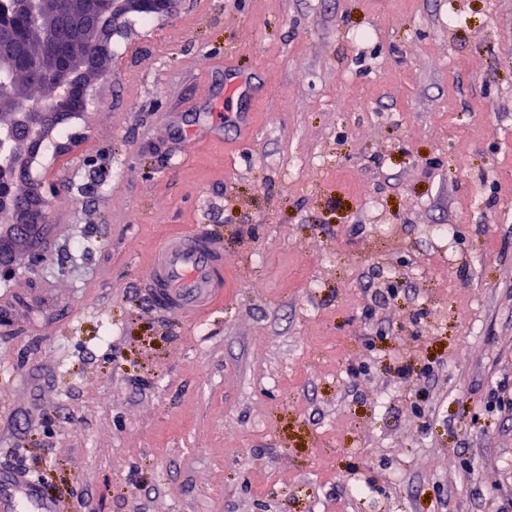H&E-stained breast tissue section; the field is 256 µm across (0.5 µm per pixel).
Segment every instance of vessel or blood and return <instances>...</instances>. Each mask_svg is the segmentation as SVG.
<instances>
[{
    "label": "vessel or blood",
    "instance_id": "obj_1",
    "mask_svg": "<svg viewBox=\"0 0 512 512\" xmlns=\"http://www.w3.org/2000/svg\"><path fill=\"white\" fill-rule=\"evenodd\" d=\"M142 289L156 310L194 319L224 300V250L207 232L168 235L155 249ZM0 512H62L58 500L0 467Z\"/></svg>",
    "mask_w": 512,
    "mask_h": 512
}]
</instances>
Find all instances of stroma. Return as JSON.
Segmentation results:
<instances>
[{
  "mask_svg": "<svg viewBox=\"0 0 512 512\" xmlns=\"http://www.w3.org/2000/svg\"><path fill=\"white\" fill-rule=\"evenodd\" d=\"M31 177L48 219L0 272V461L26 453L63 512L512 500V0L127 16ZM194 228L225 294L186 321L140 282Z\"/></svg>",
  "mask_w": 512,
  "mask_h": 512,
  "instance_id": "obj_1",
  "label": "stroma"
}]
</instances>
